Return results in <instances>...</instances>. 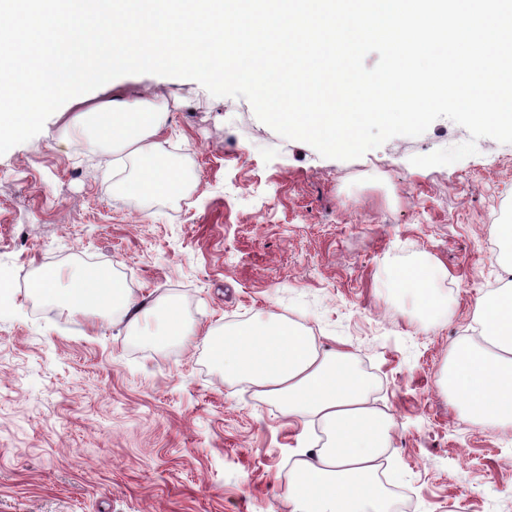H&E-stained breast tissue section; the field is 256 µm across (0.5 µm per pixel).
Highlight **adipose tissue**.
<instances>
[{
    "instance_id": "obj_1",
    "label": "adipose tissue",
    "mask_w": 512,
    "mask_h": 512,
    "mask_svg": "<svg viewBox=\"0 0 512 512\" xmlns=\"http://www.w3.org/2000/svg\"><path fill=\"white\" fill-rule=\"evenodd\" d=\"M96 119L98 137L110 142L113 152L143 160L157 152L167 115L142 101H116L101 106ZM183 188L173 168L148 170L122 186L140 197ZM393 278L416 295L422 312H442L445 299L434 286V265L403 267ZM33 286L46 298L76 308L118 312L136 333L150 314L134 305L122 283L102 267H51L35 276ZM474 316L477 336L455 346L440 383L473 421L512 426V289L479 296ZM205 339L225 378L248 379L266 399L283 403L287 417L322 422L326 443L299 460L288 480L294 512H389L377 461L395 422L370 406L371 384L350 353L318 352L309 332L286 319L244 322L220 336L206 332Z\"/></svg>"
}]
</instances>
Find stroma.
<instances>
[{
	"label": "stroma",
	"instance_id": "1",
	"mask_svg": "<svg viewBox=\"0 0 512 512\" xmlns=\"http://www.w3.org/2000/svg\"><path fill=\"white\" fill-rule=\"evenodd\" d=\"M117 93L166 109L155 160L187 176L185 193L124 194L142 160L111 168L104 142L67 127L69 107L0 155V512H294L288 476L325 432L225 381L202 339L276 317L372 380L370 405L395 421L379 460L391 512H512V427L472 422L439 383L475 334L476 297L512 282L492 247L512 222V144L413 166L468 140L441 118L342 161L190 79L127 75L88 99ZM427 261L448 273L437 315L388 276ZM72 264L178 305L193 340L145 342L120 316L30 288Z\"/></svg>",
	"mask_w": 512,
	"mask_h": 512
}]
</instances>
